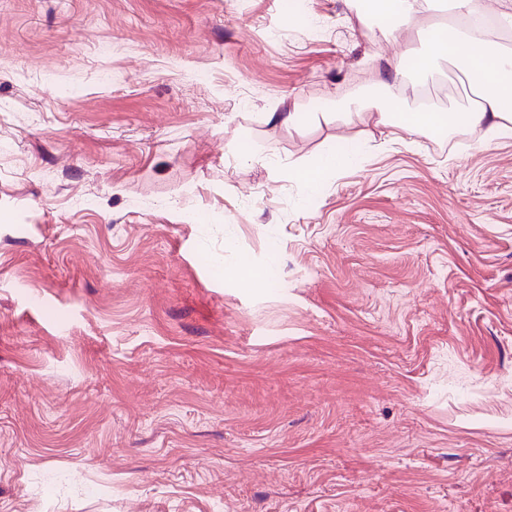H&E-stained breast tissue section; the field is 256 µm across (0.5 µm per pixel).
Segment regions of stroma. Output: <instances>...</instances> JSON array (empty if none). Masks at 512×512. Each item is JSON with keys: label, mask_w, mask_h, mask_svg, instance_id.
Wrapping results in <instances>:
<instances>
[{"label": "stroma", "mask_w": 512, "mask_h": 512, "mask_svg": "<svg viewBox=\"0 0 512 512\" xmlns=\"http://www.w3.org/2000/svg\"><path fill=\"white\" fill-rule=\"evenodd\" d=\"M388 25L0 0V512H512V137L392 140ZM352 157L349 153L347 146L342 143H333L327 147L322 155L319 163L309 169H304L299 172V176L317 188L322 178V174L328 169L343 168L349 165Z\"/></svg>", "instance_id": "stroma-1"}]
</instances>
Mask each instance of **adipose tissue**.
I'll list each match as a JSON object with an SVG mask.
<instances>
[{"label": "adipose tissue", "instance_id": "adipose-tissue-1", "mask_svg": "<svg viewBox=\"0 0 512 512\" xmlns=\"http://www.w3.org/2000/svg\"><path fill=\"white\" fill-rule=\"evenodd\" d=\"M478 0H452L451 21L428 32L427 51L413 66L396 61L387 72L391 92L385 97L377 122L391 134L431 133L458 126L481 130L486 142L512 135V49L489 39L479 20ZM447 59L471 91L468 104L458 112L413 109L402 87L406 71L424 74L439 59Z\"/></svg>", "mask_w": 512, "mask_h": 512}]
</instances>
